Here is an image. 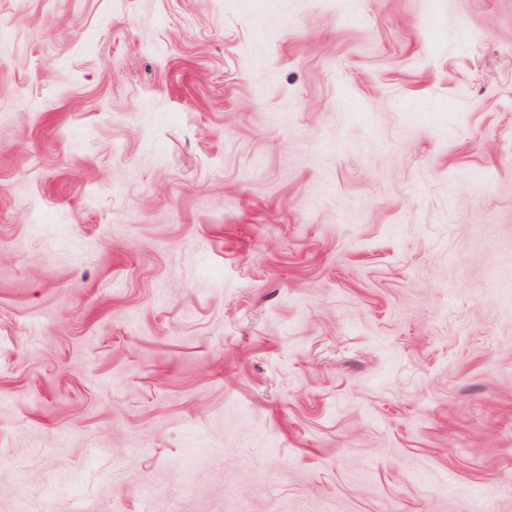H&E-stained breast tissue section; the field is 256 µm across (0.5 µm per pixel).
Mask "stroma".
<instances>
[{
	"mask_svg": "<svg viewBox=\"0 0 512 512\" xmlns=\"http://www.w3.org/2000/svg\"><path fill=\"white\" fill-rule=\"evenodd\" d=\"M146 507L512 512V0H0V512Z\"/></svg>",
	"mask_w": 512,
	"mask_h": 512,
	"instance_id": "1",
	"label": "stroma"
}]
</instances>
